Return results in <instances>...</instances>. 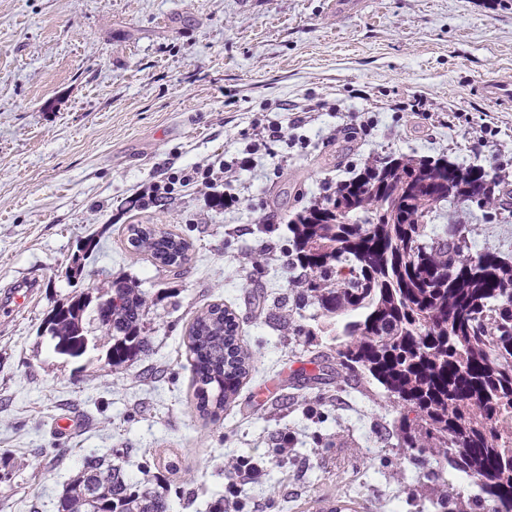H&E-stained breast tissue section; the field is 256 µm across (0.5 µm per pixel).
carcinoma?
Wrapping results in <instances>:
<instances>
[{
    "label": "carcinoma",
    "mask_w": 512,
    "mask_h": 512,
    "mask_svg": "<svg viewBox=\"0 0 512 512\" xmlns=\"http://www.w3.org/2000/svg\"><path fill=\"white\" fill-rule=\"evenodd\" d=\"M508 183L496 169L445 153L375 156L323 199L288 221V269L299 317L336 321V376L358 373L415 412L395 429L397 447L443 489L462 478L477 512H512V262L474 246L469 224H434L443 211L499 210ZM128 244L163 267L185 260L184 239L131 225ZM104 327L107 364L150 351L146 294L120 285L81 292L52 310L58 354L83 356L85 320ZM196 409L224 412L250 372L237 324L212 304L189 330ZM58 512H170L167 499L137 487L119 456H87Z\"/></svg>",
    "instance_id": "cac0c4a2"
}]
</instances>
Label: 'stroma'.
<instances>
[{"label":"stroma","instance_id":"stroma-1","mask_svg":"<svg viewBox=\"0 0 512 512\" xmlns=\"http://www.w3.org/2000/svg\"><path fill=\"white\" fill-rule=\"evenodd\" d=\"M506 79L512 0H0V512H58L84 458L113 451L170 512H211L241 457L269 467L227 512H415L433 485L396 445L401 406L353 373L304 374L336 351L290 333L287 221L389 152L468 160L480 140L512 182V102L478 91ZM270 120L282 139L256 146ZM248 153L223 187L239 204L198 187L139 198L162 174ZM133 224L183 238L182 267L129 247ZM477 225V246L512 256L511 210ZM267 246L270 260L243 255ZM118 278L147 295L148 355L114 369L103 343L56 354L48 311ZM214 303L253 368L211 421L188 331ZM62 415L75 431L56 430Z\"/></svg>","mask_w":512,"mask_h":512}]
</instances>
